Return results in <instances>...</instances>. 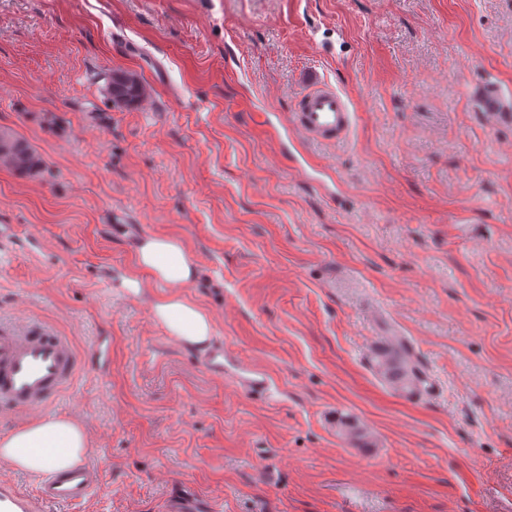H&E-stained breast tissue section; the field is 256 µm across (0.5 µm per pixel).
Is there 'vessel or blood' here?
Instances as JSON below:
<instances>
[{
    "mask_svg": "<svg viewBox=\"0 0 512 512\" xmlns=\"http://www.w3.org/2000/svg\"><path fill=\"white\" fill-rule=\"evenodd\" d=\"M478 99L492 120L512 117V95L488 83L477 90ZM357 114L345 94L335 87L314 84L301 93L292 114V129L308 142H335L350 135ZM228 354L223 340H214L198 364L212 374H223ZM107 355L102 345L90 349L89 358L79 357L69 336L44 323L0 324V414L46 410L73 381L85 360L101 363ZM236 381L250 395H275L266 372L242 367ZM101 488L90 463L64 471L47 472L34 492L0 485V512H56L57 507L87 500Z\"/></svg>",
    "mask_w": 512,
    "mask_h": 512,
    "instance_id": "1",
    "label": "vessel or blood"
}]
</instances>
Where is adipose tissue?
I'll return each instance as SVG.
<instances>
[{
  "label": "adipose tissue",
  "mask_w": 512,
  "mask_h": 512,
  "mask_svg": "<svg viewBox=\"0 0 512 512\" xmlns=\"http://www.w3.org/2000/svg\"><path fill=\"white\" fill-rule=\"evenodd\" d=\"M136 269L122 284L137 297L150 300L155 323L188 349H200L213 335L207 312L183 290L199 276V268L184 242L171 236H146L134 243ZM89 442L81 424L67 417H47L0 437V463L39 475L65 470L85 459Z\"/></svg>",
  "instance_id": "adipose-tissue-1"
}]
</instances>
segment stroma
I'll list each match as a JSON object with an SVG mask.
<instances>
[{"label":"stroma","instance_id":"1","mask_svg":"<svg viewBox=\"0 0 512 512\" xmlns=\"http://www.w3.org/2000/svg\"><path fill=\"white\" fill-rule=\"evenodd\" d=\"M485 79L512 93V0H0V134L42 160L0 164V319L111 342L50 408L103 486L67 512H512V125ZM315 80L357 125L284 145L261 115ZM148 235L184 242L186 295L275 400L120 288ZM394 336L435 393L378 375ZM122 72L134 74L139 80L125 81L113 77V75ZM146 88L142 78L137 73L124 70L112 71L109 81V94L116 105L132 106L141 103L147 97L148 92ZM478 99L484 107L486 115L494 120L512 119V96L492 83L482 85L477 90ZM224 341L216 338L204 353L197 355L198 364L208 373L224 375V356L228 355ZM236 375V382L250 395L258 398H272L276 390L266 372L250 366H242Z\"/></svg>","mask_w":512,"mask_h":512}]
</instances>
